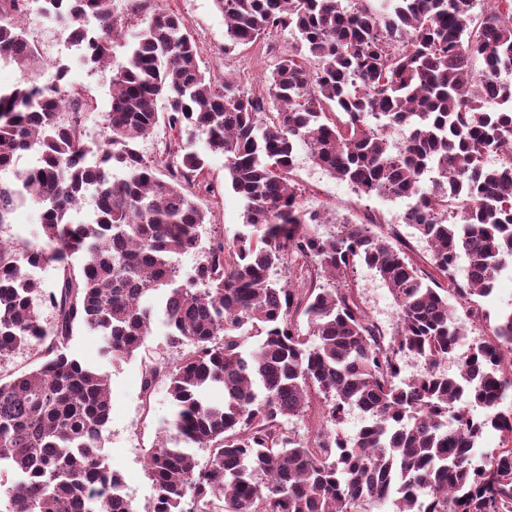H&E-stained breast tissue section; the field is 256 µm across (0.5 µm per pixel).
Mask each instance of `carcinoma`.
<instances>
[{
    "label": "carcinoma",
    "mask_w": 512,
    "mask_h": 512,
    "mask_svg": "<svg viewBox=\"0 0 512 512\" xmlns=\"http://www.w3.org/2000/svg\"><path fill=\"white\" fill-rule=\"evenodd\" d=\"M373 2L214 0L227 52L279 30L296 40L263 91L249 93L206 76L173 10L130 33L114 0H43V14L88 43L84 61L112 68L93 149L66 112V89L41 88L38 51L18 21L27 0H0V51L23 75L0 89V172L25 152L41 158L20 174L41 207V242L0 239V360L29 348L36 363L0 377V512H373L387 498L396 512H512V411L500 409L512 390V312L493 317L482 304L512 263V84L501 79L512 73V0H492L480 17L476 0H393L387 11ZM128 35L117 62L113 43ZM161 124L172 135L167 157L147 158L137 143ZM202 136L246 202L245 230L205 248L207 213L187 192H210L193 149ZM298 144L359 194L408 199L403 221L436 275L372 214L319 234L323 214L293 184ZM91 185L95 218L74 224L67 216ZM17 202L15 184L0 180V224ZM192 252L202 260L183 279L175 257ZM299 259L308 271L299 286L271 278ZM46 263L59 270L47 293L25 270ZM359 264L393 296L388 341L346 280ZM149 296L167 342L189 350L145 367L144 401L168 380L170 429L209 458L148 449L156 495L139 511L103 454L108 377L66 349L90 332L112 362L135 357L151 334ZM39 300L54 311L49 327ZM466 321L483 334L450 373ZM247 336L258 338L251 349ZM409 355L426 375L401 378ZM214 384L220 406L201 397ZM315 403L321 419L302 437L287 422ZM355 407L368 419L348 435L341 424ZM489 429L501 445L474 468L470 449Z\"/></svg>",
    "instance_id": "cac0c4a2"
}]
</instances>
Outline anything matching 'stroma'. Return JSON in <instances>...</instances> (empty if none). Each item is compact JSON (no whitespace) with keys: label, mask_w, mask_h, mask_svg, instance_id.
I'll list each match as a JSON object with an SVG mask.
<instances>
[{"label":"stroma","mask_w":512,"mask_h":512,"mask_svg":"<svg viewBox=\"0 0 512 512\" xmlns=\"http://www.w3.org/2000/svg\"><path fill=\"white\" fill-rule=\"evenodd\" d=\"M169 8L182 15L189 33L197 41L201 67L214 80H227L252 92L261 90L275 59L288 54L295 44L293 35L282 31L228 53L224 50V17L215 8L213 0H146L143 11L148 14ZM24 28L28 38L36 44L45 66L58 61L65 63L69 68L63 80L66 88L78 93L83 100L93 102V109L85 112L83 119L92 141L101 140L105 132V115L111 107V68L87 65L79 57L59 54L61 28L55 23L43 24L38 7H31ZM195 149L206 161L204 177L212 188L211 193L200 196V204L208 212V222L200 229L201 238L206 241L218 234L225 241H233L243 229L245 204L228 186L223 155L209 152L202 138L196 141ZM293 180L302 190L305 208L328 212L330 223L318 227L323 234L333 232L335 220L347 217L358 221L367 213L388 226L397 223L405 209L401 199L369 198L358 194L347 182L315 166L301 145L296 148ZM40 234V207L31 201L17 206L8 224L0 226V237L19 246L38 242ZM350 281L357 288L370 319L385 333H393L396 304L376 271L364 265L357 266ZM166 333L162 318H155L144 348L132 359L118 364L103 355L104 341L93 334L76 336L68 349L69 355L108 377L112 413L105 433L104 451L108 465L122 476L128 497L139 508L155 495L147 475V449L161 443L171 447L177 444L169 429L174 406L167 385L158 383L150 400H143L141 396L145 364L177 354L176 349L167 345Z\"/></svg>","instance_id":"1"}]
</instances>
